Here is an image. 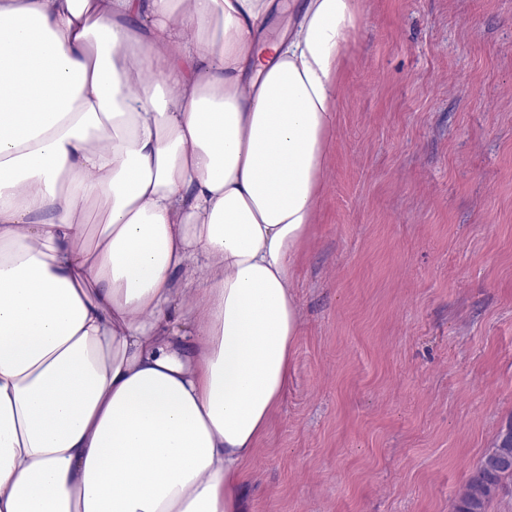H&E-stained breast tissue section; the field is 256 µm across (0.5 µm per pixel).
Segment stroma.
I'll list each match as a JSON object with an SVG mask.
<instances>
[{"label": "stroma", "instance_id": "stroma-1", "mask_svg": "<svg viewBox=\"0 0 512 512\" xmlns=\"http://www.w3.org/2000/svg\"><path fill=\"white\" fill-rule=\"evenodd\" d=\"M247 512H457L512 425V0H361Z\"/></svg>", "mask_w": 512, "mask_h": 512}]
</instances>
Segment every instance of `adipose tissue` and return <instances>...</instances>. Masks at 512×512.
Listing matches in <instances>:
<instances>
[{"label": "adipose tissue", "instance_id": "adipose-tissue-1", "mask_svg": "<svg viewBox=\"0 0 512 512\" xmlns=\"http://www.w3.org/2000/svg\"><path fill=\"white\" fill-rule=\"evenodd\" d=\"M278 8L0 0V512H244L362 21Z\"/></svg>", "mask_w": 512, "mask_h": 512}]
</instances>
